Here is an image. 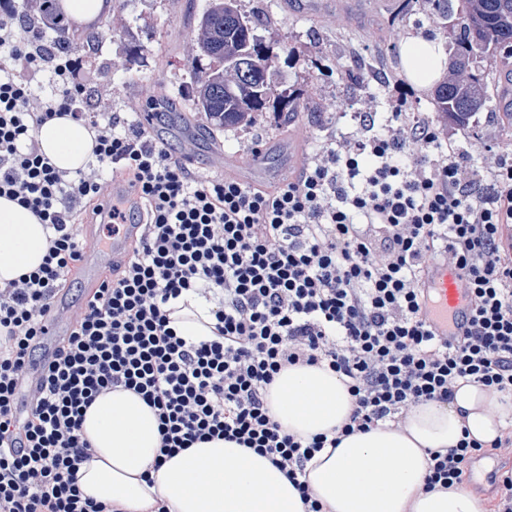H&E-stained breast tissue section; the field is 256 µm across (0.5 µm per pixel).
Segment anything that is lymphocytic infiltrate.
<instances>
[{"label":"lymphocytic infiltrate","mask_w":512,"mask_h":512,"mask_svg":"<svg viewBox=\"0 0 512 512\" xmlns=\"http://www.w3.org/2000/svg\"><path fill=\"white\" fill-rule=\"evenodd\" d=\"M18 15L15 0H0V196L50 235L39 268L0 289V512H118L78 485L91 451L84 412L116 388L156 410L161 455L222 437L269 457L301 491L316 452L402 427L414 406L450 401L459 381L512 393L511 152L482 186L459 156L442 154L431 122L396 112L381 130L321 150L282 186L196 174L135 117L88 119L77 60L19 37ZM41 71L55 91L36 109L29 77ZM57 116L96 132L93 158L71 174L36 141ZM89 212L106 229L96 243L106 276L20 399L86 249L77 222ZM128 224L142 233L111 262L112 238ZM434 262L471 283V325L452 341L423 314L420 283ZM185 294L212 302L215 339L190 342L171 328L170 305ZM321 363L347 386L348 419L332 438L285 433L268 414L269 386L286 367ZM483 448L464 439L429 452L421 492L462 483Z\"/></svg>","instance_id":"obj_1"}]
</instances>
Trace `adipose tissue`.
Instances as JSON below:
<instances>
[{
    "label": "adipose tissue",
    "instance_id": "1",
    "mask_svg": "<svg viewBox=\"0 0 512 512\" xmlns=\"http://www.w3.org/2000/svg\"><path fill=\"white\" fill-rule=\"evenodd\" d=\"M69 21L99 27L112 14V0H59ZM406 79L433 90L448 73L439 40L404 39ZM39 147L58 170L75 172L93 157L95 133L70 117L54 118L36 133ZM48 248L44 224L16 201L0 197V288L36 269ZM178 336L213 339L207 305L191 301L173 315ZM275 421L288 433L312 438L339 428L352 400L337 374L324 366L291 367L276 376L268 396ZM512 423V394L489 395L476 383H460L450 402L413 408L403 429L381 425L343 437L337 448L315 453L306 466L310 495L326 512H490L487 503L451 486L424 494L427 453L456 446L463 437L490 443ZM82 435L93 449L78 483L84 497L115 502L124 512H305L300 491L271 461L233 441L214 438L160 456L159 420L132 391H109L86 409Z\"/></svg>",
    "mask_w": 512,
    "mask_h": 512
}]
</instances>
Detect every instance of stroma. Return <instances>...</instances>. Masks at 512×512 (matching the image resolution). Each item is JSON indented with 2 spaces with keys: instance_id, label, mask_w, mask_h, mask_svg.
<instances>
[{
  "instance_id": "stroma-1",
  "label": "stroma",
  "mask_w": 512,
  "mask_h": 512,
  "mask_svg": "<svg viewBox=\"0 0 512 512\" xmlns=\"http://www.w3.org/2000/svg\"><path fill=\"white\" fill-rule=\"evenodd\" d=\"M111 18L93 52L69 47L86 73V109L91 113L140 112L145 92L153 90L161 117L156 138L186 148L199 171L217 170L218 153L236 161L255 145L268 152L266 167L276 171L285 149L313 156L329 139L356 137L358 121L346 116L349 104L383 124L394 100L407 102L410 115L433 118V96L414 91L403 75L399 47L411 35L437 37L452 50L453 18L432 9L430 0H369L362 10L354 0H331V8L313 10L309 0H242L253 13L256 34L266 47L281 87L291 89L305 107L288 126L267 111L247 130L210 134L193 110L199 72L211 62L193 50L208 0H113ZM443 146L461 155L470 171L484 174L497 154L512 146L495 101L472 118L468 127L439 128ZM512 460L488 450L474 458L465 481L467 491L497 503L495 471Z\"/></svg>"
}]
</instances>
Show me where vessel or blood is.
<instances>
[{"instance_id":"obj_1","label":"vessel or blood","mask_w":512,"mask_h":512,"mask_svg":"<svg viewBox=\"0 0 512 512\" xmlns=\"http://www.w3.org/2000/svg\"><path fill=\"white\" fill-rule=\"evenodd\" d=\"M265 156V150L255 151L248 167L243 169L235 161H225L224 173L234 179L256 183L264 173ZM423 289V313L435 334L444 339L459 335L471 317L468 280L448 270L447 266L433 263L426 272Z\"/></svg>"}]
</instances>
